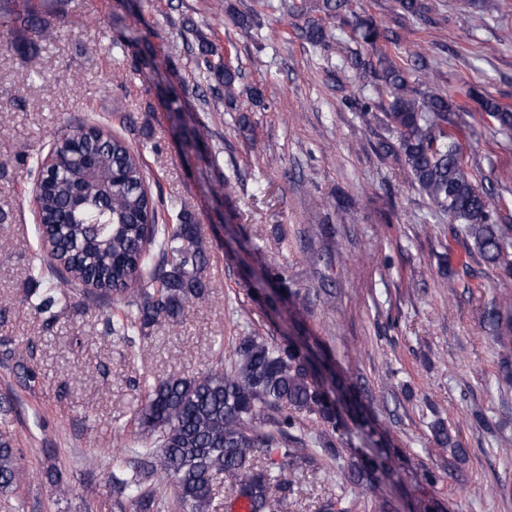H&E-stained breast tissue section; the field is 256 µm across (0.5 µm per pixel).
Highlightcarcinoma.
<instances>
[{
	"label": "carcinoma",
	"mask_w": 512,
	"mask_h": 512,
	"mask_svg": "<svg viewBox=\"0 0 512 512\" xmlns=\"http://www.w3.org/2000/svg\"><path fill=\"white\" fill-rule=\"evenodd\" d=\"M400 9L422 21L423 0H397ZM36 29L49 38L35 0H0V50L18 48L16 32ZM357 40L376 50V61L359 51L352 66L378 73L387 100L361 108L368 115L383 111L391 137L380 141L379 154L393 157L413 175L420 192L452 224L464 228L465 247L475 246L485 263L512 269V216L501 214L491 190L466 170L460 145L448 136V126L462 119L464 107L439 86L420 90L410 81L417 68L435 80L428 58L411 55L413 67L393 61L380 43L397 36L372 18L355 16ZM301 36L312 44L326 42L325 27L309 19ZM197 65L224 86V102L240 111L235 85L239 73L224 63L213 45L201 43ZM503 133L512 132V109L492 97L468 92ZM171 121L184 126V144L195 137L178 98L166 104ZM39 175L40 232L45 255L34 268L42 288L28 291L34 311L55 321L72 307L73 284H82L84 297L106 307V332L130 342L145 338L154 325L176 323L186 308L209 297L206 272L208 248L188 211L166 207L151 192L140 153L106 127L67 124L51 146V163ZM287 312L297 335L279 343L243 336L230 366L223 360L198 378L169 377L148 386L145 402L134 418L135 452L151 458L150 468L129 477L112 475L116 504L127 499L135 512H154V493L148 485L155 474L170 483L178 512H210L214 481L220 474L232 480L236 499L249 503L250 512H284L293 482L284 471L260 468L255 458L281 456L290 464L309 457L307 443L295 435L298 414L315 416L322 424L317 447L335 449L349 426L367 446L350 462V479L375 487L397 484L391 449L377 438L371 423L343 372L323 353L320 341L298 320L302 297L288 291ZM350 409L352 422L342 415ZM20 465L9 438L0 437V494L16 489Z\"/></svg>",
	"instance_id": "1"
}]
</instances>
